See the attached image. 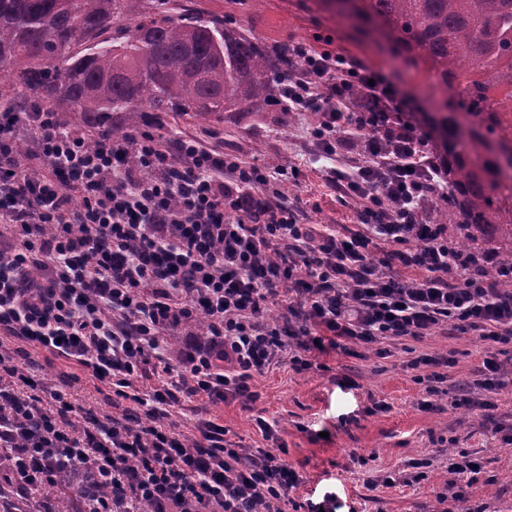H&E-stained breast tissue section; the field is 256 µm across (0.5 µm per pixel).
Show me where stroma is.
Instances as JSON below:
<instances>
[{"instance_id": "35a3bbf8", "label": "stroma", "mask_w": 512, "mask_h": 512, "mask_svg": "<svg viewBox=\"0 0 512 512\" xmlns=\"http://www.w3.org/2000/svg\"><path fill=\"white\" fill-rule=\"evenodd\" d=\"M199 5L232 16L244 34L270 46L296 42L359 58L390 77L417 107L426 105L420 93L424 76L407 62L392 59L373 34L360 33L352 18L336 14L323 0H262L256 6L249 0H200ZM313 121L311 113L278 105L263 112H227L218 119L184 117L173 128L179 134L209 131L225 151L247 161L298 168L285 195L300 209L304 222L357 229L354 207L338 200L321 162L307 149L305 131ZM1 344L13 352L16 365L37 363L35 378L41 384L69 390L83 407L111 409V387L84 367L19 340L8 338ZM416 348L421 354L453 358L448 370L453 384L475 378L484 357L481 345L467 336H430ZM404 358L401 352L381 359L367 350L358 356L331 350L318 355L316 370L297 373L284 364L255 376L253 385L261 398L253 409L237 399L204 405L195 398L177 421L181 430L192 433L193 410L202 405L208 417L236 433L245 445L263 448L267 442L253 417H265L303 477L295 500L319 502L332 493L356 512H435L436 492L454 480L444 465H435L420 484L384 487L374 496L364 481L368 470L393 471L404 459L429 452L432 439L453 437L456 450L477 456L495 479L491 485L474 484L468 502L454 503V512H466L472 504L485 505L487 512H512V444L491 436L480 419L464 411L421 410L426 392L415 382L413 370L404 366ZM375 400L387 403V410L370 413ZM361 456L371 457L370 469L359 466Z\"/></svg>"}]
</instances>
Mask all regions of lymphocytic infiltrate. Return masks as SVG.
Returning a JSON list of instances; mask_svg holds the SVG:
<instances>
[{"instance_id":"obj_1","label":"lymphocytic infiltrate","mask_w":512,"mask_h":512,"mask_svg":"<svg viewBox=\"0 0 512 512\" xmlns=\"http://www.w3.org/2000/svg\"><path fill=\"white\" fill-rule=\"evenodd\" d=\"M302 59L281 100L312 112L316 151L358 157L326 179L356 205L360 231L302 223L261 167L196 134L148 131L88 138L58 113L32 107L0 114V335L78 363L112 386L111 411L72 422L68 393L24 392L27 371L0 354V451L13 464L7 484L28 490L95 482L91 512H337L334 497L294 501L302 477L284 446L251 448L205 416L195 436L175 421L188 398L245 406L260 398L251 381L281 364L312 370L317 342L356 345L386 358L403 346L405 365L427 394L448 381L450 359L415 354L439 333L465 335L485 350L473 388L452 397L512 442L497 391L512 387L500 356L512 346V291L482 275L512 266L487 255L470 263L448 227L421 219L451 194L431 136L405 114L411 106L386 75L341 52L301 43ZM27 152H17L20 139ZM137 165H129V156ZM43 171L30 177L32 164ZM391 248L374 258V237ZM412 267L405 281L395 267ZM281 320H273L272 309ZM204 315L177 359L161 339ZM157 375L143 391L134 380ZM436 454L405 460L367 480L369 491L425 480ZM457 475L438 502L467 501L482 472L469 455L446 454Z\"/></svg>"}]
</instances>
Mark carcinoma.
<instances>
[{
  "label": "carcinoma",
  "mask_w": 512,
  "mask_h": 512,
  "mask_svg": "<svg viewBox=\"0 0 512 512\" xmlns=\"http://www.w3.org/2000/svg\"><path fill=\"white\" fill-rule=\"evenodd\" d=\"M422 66L452 197L425 217L512 261V0H351ZM296 62L196 0H0V68L19 97L119 135L179 116L262 112Z\"/></svg>",
  "instance_id": "carcinoma-1"
}]
</instances>
